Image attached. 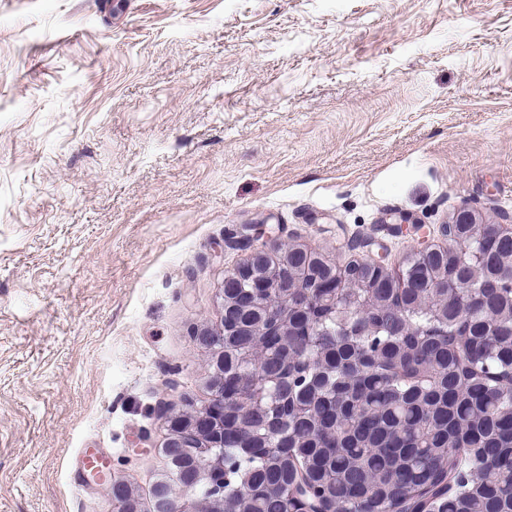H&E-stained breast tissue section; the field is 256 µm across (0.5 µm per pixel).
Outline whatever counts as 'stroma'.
I'll list each match as a JSON object with an SVG mask.
<instances>
[{"instance_id": "35a3bbf8", "label": "stroma", "mask_w": 512, "mask_h": 512, "mask_svg": "<svg viewBox=\"0 0 512 512\" xmlns=\"http://www.w3.org/2000/svg\"><path fill=\"white\" fill-rule=\"evenodd\" d=\"M467 209L512 224V0H0V512H113L88 449L149 501L232 230L393 266Z\"/></svg>"}]
</instances>
